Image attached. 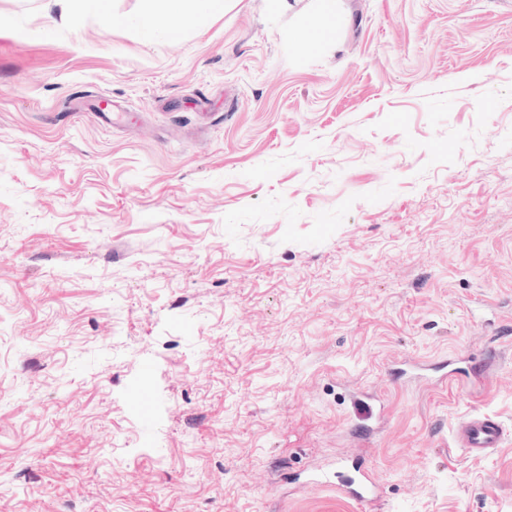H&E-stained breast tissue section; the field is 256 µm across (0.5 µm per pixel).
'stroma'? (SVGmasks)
I'll return each mask as SVG.
<instances>
[{
  "mask_svg": "<svg viewBox=\"0 0 512 512\" xmlns=\"http://www.w3.org/2000/svg\"><path fill=\"white\" fill-rule=\"evenodd\" d=\"M223 2L0 0V512H512V0ZM49 11H54L63 23H72L77 17L79 8L93 9L99 12L103 19L110 20L104 10L102 0H48ZM80 1V2H78ZM495 362V355L492 352H489L485 355V357L476 363L469 356H461L455 359L449 360L448 362H442L438 364H434L431 368H423L418 366L417 364L405 361L402 363V367L399 368V371L402 375H408L412 378L423 377L421 371L423 370H431L434 373H441L439 376V380L446 381L448 376L456 375V374H465L474 380L476 383H481L487 373V370ZM448 367H451L449 370ZM509 432L494 416L473 413L464 418L455 431L456 447L468 455L484 456L499 448ZM356 473L355 476L348 477L343 481V491L360 503H372L379 500L382 497V493L368 470L359 467Z\"/></svg>",
  "mask_w": 512,
  "mask_h": 512,
  "instance_id": "obj_1",
  "label": "stroma"
}]
</instances>
